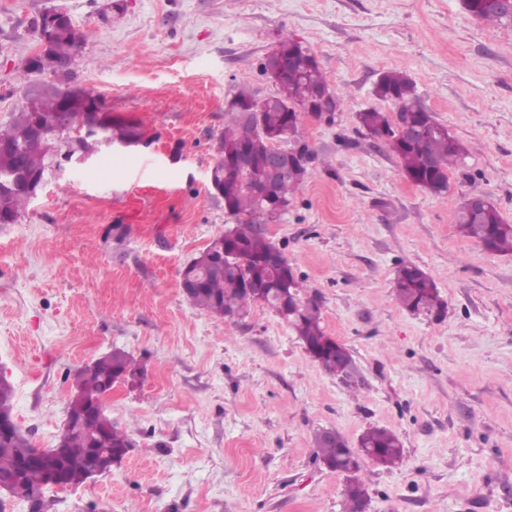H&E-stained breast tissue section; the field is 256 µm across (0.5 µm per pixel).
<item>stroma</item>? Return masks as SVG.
<instances>
[{"label": "stroma", "mask_w": 512, "mask_h": 512, "mask_svg": "<svg viewBox=\"0 0 512 512\" xmlns=\"http://www.w3.org/2000/svg\"><path fill=\"white\" fill-rule=\"evenodd\" d=\"M57 8L83 36L68 82L155 140L48 171L17 222L0 224V373L34 446L54 445L80 367L115 347L145 366L137 388L106 400L130 451L47 488L50 512H343L346 476L316 462L314 434L354 446L372 427L398 434L404 459L362 458L366 512H512V254L454 224L475 194L512 224V26L462 0H0L1 127L40 82L16 73ZM285 34L345 109L332 125L301 119L317 160L262 230L352 351L353 388L266 306L231 322L181 287L231 222L210 180L227 110L239 88L274 93L260 64ZM394 68L470 151L446 192L412 183L359 126L364 108L393 112L372 89ZM402 263L435 282L444 318L399 306Z\"/></svg>", "instance_id": "obj_1"}]
</instances>
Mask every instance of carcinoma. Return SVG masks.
I'll return each mask as SVG.
<instances>
[{"mask_svg": "<svg viewBox=\"0 0 512 512\" xmlns=\"http://www.w3.org/2000/svg\"><path fill=\"white\" fill-rule=\"evenodd\" d=\"M469 14L477 19L512 26V11L498 0L487 3ZM82 43V35L74 30L66 37H58L52 45L53 53L62 60L74 58ZM320 87L329 95L326 105L340 113L345 98L332 88L320 64L304 67L296 62L288 65V77L276 92L257 100L240 90L228 110V120L220 138L221 158L211 172V183L224 200L225 211L234 218L229 233L218 234L206 249L188 265L185 276L193 282L185 295L196 307L234 321L248 313L254 305H264L274 311L299 336L307 352L329 375L342 378L348 372L341 358L336 356V338L322 326L320 304L308 294L303 280L297 278L281 249L269 241L257 218L262 215L264 202L256 194L257 186L269 185L270 193L284 205L305 182L315 154L304 140L293 139L301 161L296 170H287L272 177L268 170L271 142L281 136L289 139V109L292 106L315 104L312 97ZM376 98L393 103L415 126L420 128L417 138L407 142L397 135L394 120L388 113L369 107L357 113L359 125L371 136L385 142L398 158L402 172L414 184L434 193L448 191V173L461 166L469 153L467 147L447 126L438 122L426 110L417 93L415 82L407 73L391 69L382 73L375 83ZM251 105L262 114V124L251 126L241 120L238 106ZM114 139L129 140L143 129L116 123L105 128ZM0 141L12 142L25 149L28 166L39 171L47 166L48 155L34 139L33 129L18 113L6 128L0 127ZM241 148L252 155L250 168L239 171L225 163V158ZM29 202L26 192L10 191L0 199V210L19 217ZM246 215L251 220L244 221ZM458 232L483 249L495 254H512V224L507 223L497 205L489 202L477 216L466 212L460 204L455 213ZM396 298L411 312L440 315L446 308L436 284L419 267L400 266L395 273ZM144 365L130 352L115 348L81 367L73 375L72 388L81 394L99 395L116 383L136 385L144 376ZM14 390L9 381L0 378V411L13 414ZM96 442L107 457L123 454L131 444L128 431L112 423L108 415L86 417L78 431L70 434L60 465L66 485L76 487L88 480L91 458L87 448ZM31 447L22 434L0 436V476L16 479L30 495L32 512H43L47 489L44 469L40 467L18 470L20 457ZM317 460L330 469L348 474L344 491V512H364L367 499L365 482L356 475L360 462L347 442L336 439V447L327 446L325 430L314 435ZM359 452L386 467L398 465L403 458V444L394 433L380 428L367 430L359 439Z\"/></svg>", "mask_w": 512, "mask_h": 512, "instance_id": "cac0c4a2", "label": "carcinoma"}]
</instances>
